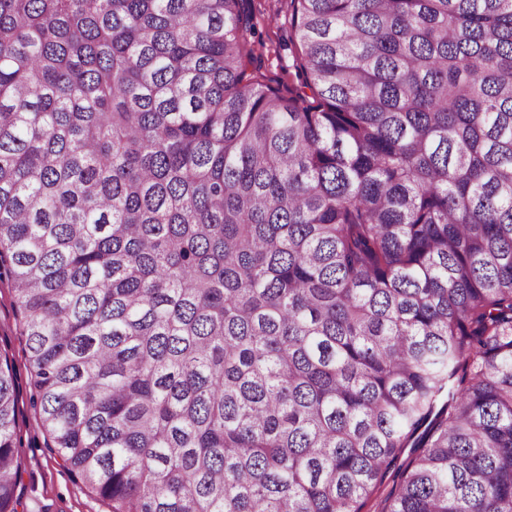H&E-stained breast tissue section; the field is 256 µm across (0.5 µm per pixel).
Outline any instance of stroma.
Segmentation results:
<instances>
[{"mask_svg":"<svg viewBox=\"0 0 512 512\" xmlns=\"http://www.w3.org/2000/svg\"><path fill=\"white\" fill-rule=\"evenodd\" d=\"M256 37L263 42L268 83H296L288 48V0H251ZM14 297L8 280H0V350L7 352L17 373L18 427L24 453L19 491L24 512H109L108 505L89 494L59 466L47 448V437L33 405L31 368L25 338L15 327Z\"/></svg>","mask_w":512,"mask_h":512,"instance_id":"obj_1","label":"stroma"}]
</instances>
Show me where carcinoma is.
<instances>
[{
  "instance_id": "obj_1",
  "label": "carcinoma",
  "mask_w": 512,
  "mask_h": 512,
  "mask_svg": "<svg viewBox=\"0 0 512 512\" xmlns=\"http://www.w3.org/2000/svg\"><path fill=\"white\" fill-rule=\"evenodd\" d=\"M0 0V274L110 512H512V0ZM0 354V512L23 463ZM253 23L256 38L262 40L266 81L272 85L297 84L288 49V0H252ZM416 456V453H412L411 448H406V450L399 456L395 470L386 478L384 483L375 491V493L367 499L363 506L362 512H383L385 507V500L390 492L394 480V477L398 471L404 469L410 461Z\"/></svg>"
}]
</instances>
